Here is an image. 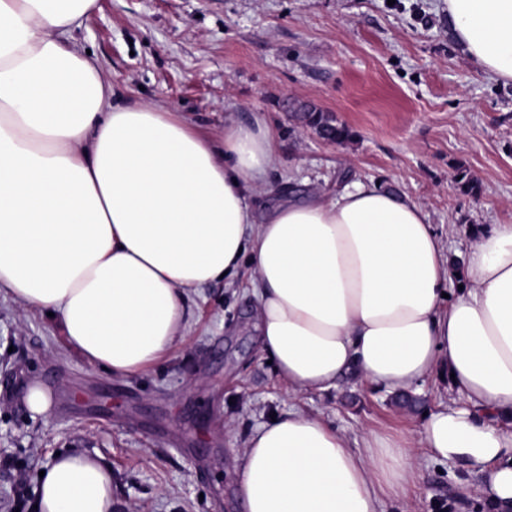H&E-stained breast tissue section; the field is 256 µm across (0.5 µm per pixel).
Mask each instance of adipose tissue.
I'll use <instances>...</instances> for the list:
<instances>
[{
    "instance_id": "obj_1",
    "label": "adipose tissue",
    "mask_w": 512,
    "mask_h": 512,
    "mask_svg": "<svg viewBox=\"0 0 512 512\" xmlns=\"http://www.w3.org/2000/svg\"><path fill=\"white\" fill-rule=\"evenodd\" d=\"M448 28L490 78L512 82V0H447ZM95 0H0V290L54 313L70 349L116 376L173 346L192 292L249 260L263 353L289 392L345 378L399 395L432 377L454 394L410 434L359 447L291 411L238 456L245 512H384L429 457L484 475L512 512V224H486L446 296L449 257L424 208L375 182L256 220L249 200L279 162L260 116L222 146L173 108L116 102L75 37ZM35 512H113L112 472L56 456Z\"/></svg>"
}]
</instances>
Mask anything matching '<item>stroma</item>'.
<instances>
[{
  "mask_svg": "<svg viewBox=\"0 0 512 512\" xmlns=\"http://www.w3.org/2000/svg\"><path fill=\"white\" fill-rule=\"evenodd\" d=\"M76 36L114 98L157 100L222 143L229 114L261 116L280 167L250 205L334 196L376 181L424 207L446 248L470 227L512 224V83L492 80L454 43L445 0H96ZM307 103L352 133L329 144L292 118ZM482 191L460 192L459 171ZM252 271L204 288L168 354L114 376L66 345L57 320L0 293V512L16 486L35 488L58 452L98 454L112 470L116 512H243L234 458L272 414L301 410L349 441L363 429L418 430L420 416L359 382L292 394L260 350ZM53 394L32 416L24 389ZM480 478L424 459L412 498L385 512H488ZM25 401L33 416L44 419L50 417L53 410V396L42 382L33 380L29 383L25 392Z\"/></svg>",
  "mask_w": 512,
  "mask_h": 512,
  "instance_id": "1",
  "label": "stroma"
}]
</instances>
